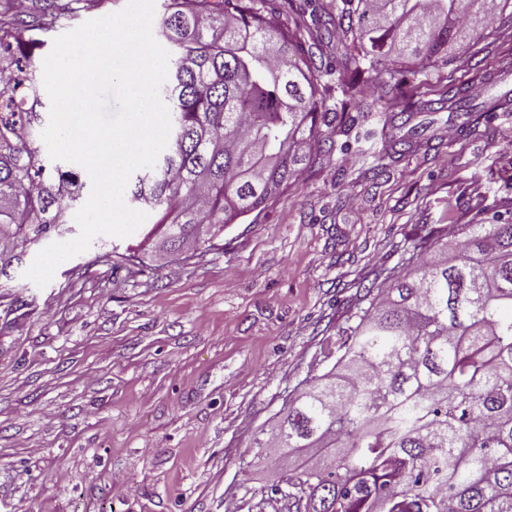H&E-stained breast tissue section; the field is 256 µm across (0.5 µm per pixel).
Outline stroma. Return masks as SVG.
<instances>
[{"label":"stroma","mask_w":512,"mask_h":512,"mask_svg":"<svg viewBox=\"0 0 512 512\" xmlns=\"http://www.w3.org/2000/svg\"><path fill=\"white\" fill-rule=\"evenodd\" d=\"M286 9L316 55L343 59L352 35L323 40L343 0ZM512 53V7L454 63L390 70L420 104L419 143L393 154L372 83L357 87L360 136L314 152L303 180L225 230L217 245L138 269L127 239L100 242L37 287L25 256L0 282V512H268L280 453L250 443L305 379L328 371L367 287L409 271L429 229L487 224L512 207V107L470 125L430 111L467 67ZM384 162V175L368 170Z\"/></svg>","instance_id":"stroma-1"}]
</instances>
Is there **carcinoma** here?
<instances>
[{"label": "carcinoma", "instance_id": "cac0c4a2", "mask_svg": "<svg viewBox=\"0 0 512 512\" xmlns=\"http://www.w3.org/2000/svg\"><path fill=\"white\" fill-rule=\"evenodd\" d=\"M512 0H344L361 53L336 70L344 98L325 109L322 66L280 24L270 0H164L170 44L160 89L172 130L154 167L128 183L157 214L140 245L158 237L174 256L210 249L211 233L264 207L304 169L306 147L342 134L360 78L390 58L446 65L448 48L487 30ZM0 4V278L70 223L86 183L39 144L45 103L34 59L53 26ZM59 22L71 4L43 0ZM405 80L381 89L385 121L404 127L418 102ZM473 111L463 84L440 100ZM453 248L437 230L414 245L413 269L355 313L336 363L315 375L252 441L321 448L323 463L280 469L288 512H512V221L459 224Z\"/></svg>", "mask_w": 512, "mask_h": 512}]
</instances>
